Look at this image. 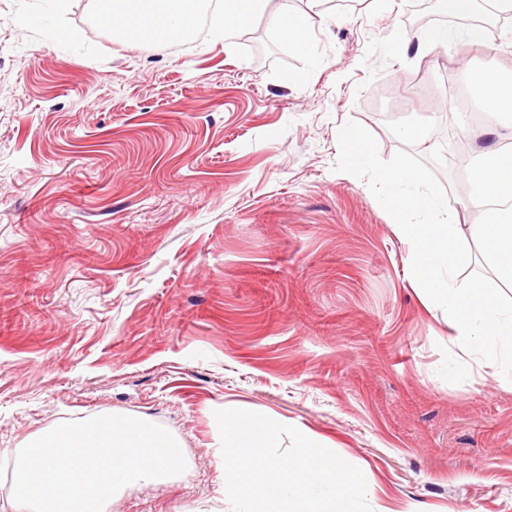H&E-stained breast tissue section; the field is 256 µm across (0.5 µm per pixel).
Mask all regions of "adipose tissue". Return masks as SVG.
Segmentation results:
<instances>
[{
	"mask_svg": "<svg viewBox=\"0 0 512 512\" xmlns=\"http://www.w3.org/2000/svg\"><path fill=\"white\" fill-rule=\"evenodd\" d=\"M194 0H90L98 18L112 17L113 34L125 41L143 40L147 28L168 26L173 30L189 26ZM269 0H218L214 27L218 34L231 36L249 25ZM324 0H307L308 8L296 12L288 0H279L273 21L289 46L308 48L317 19L322 18ZM473 199L482 208L483 220L472 225L490 258L497 278L512 288V144L495 141L481 150L467 167Z\"/></svg>",
	"mask_w": 512,
	"mask_h": 512,
	"instance_id": "adipose-tissue-1",
	"label": "adipose tissue"
}]
</instances>
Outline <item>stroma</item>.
<instances>
[{
  "instance_id": "obj_1",
  "label": "stroma",
  "mask_w": 512,
  "mask_h": 512,
  "mask_svg": "<svg viewBox=\"0 0 512 512\" xmlns=\"http://www.w3.org/2000/svg\"><path fill=\"white\" fill-rule=\"evenodd\" d=\"M411 0H327L314 53L268 16L169 48L113 37L88 0H0V512L17 453L65 421L166 428L184 473L103 512H230L215 411L298 428L359 467L372 512H512V384H451L455 336L367 183L335 171L348 121L382 159L465 168L452 105L512 79V18L418 46Z\"/></svg>"
}]
</instances>
